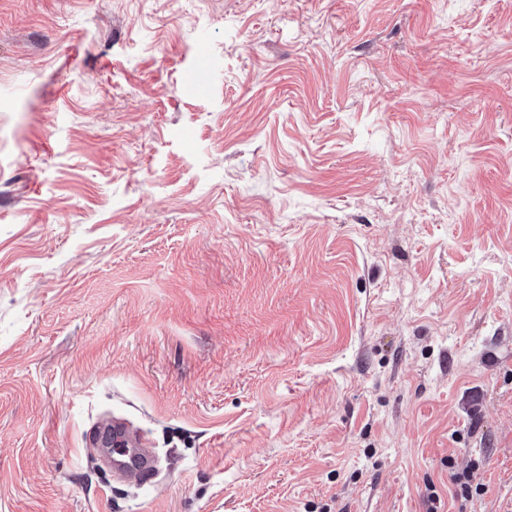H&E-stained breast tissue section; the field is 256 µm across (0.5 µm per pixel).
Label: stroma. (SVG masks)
I'll return each mask as SVG.
<instances>
[{
    "mask_svg": "<svg viewBox=\"0 0 512 512\" xmlns=\"http://www.w3.org/2000/svg\"><path fill=\"white\" fill-rule=\"evenodd\" d=\"M0 512H512V0H0ZM126 470L124 474L134 480L148 477L154 469L155 456L150 448H141V452L128 456L124 462Z\"/></svg>",
    "mask_w": 512,
    "mask_h": 512,
    "instance_id": "obj_1",
    "label": "stroma"
}]
</instances>
